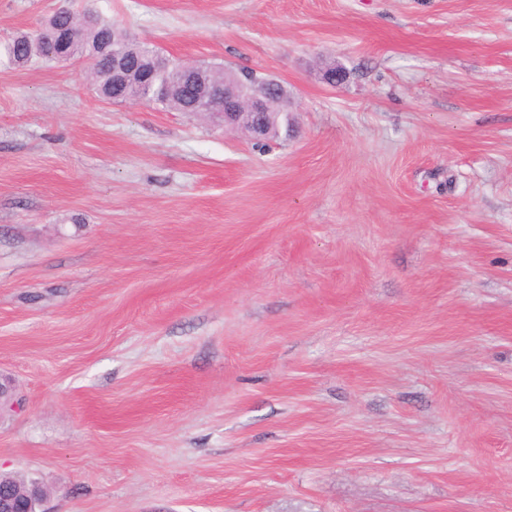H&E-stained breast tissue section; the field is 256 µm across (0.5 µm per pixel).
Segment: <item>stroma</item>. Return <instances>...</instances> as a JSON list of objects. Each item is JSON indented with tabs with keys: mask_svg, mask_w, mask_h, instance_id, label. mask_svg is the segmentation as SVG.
I'll return each instance as SVG.
<instances>
[{
	"mask_svg": "<svg viewBox=\"0 0 512 512\" xmlns=\"http://www.w3.org/2000/svg\"><path fill=\"white\" fill-rule=\"evenodd\" d=\"M63 4L282 80L296 134L0 63V473L47 512H512V0H0V46Z\"/></svg>",
	"mask_w": 512,
	"mask_h": 512,
	"instance_id": "35a3bbf8",
	"label": "stroma"
}]
</instances>
